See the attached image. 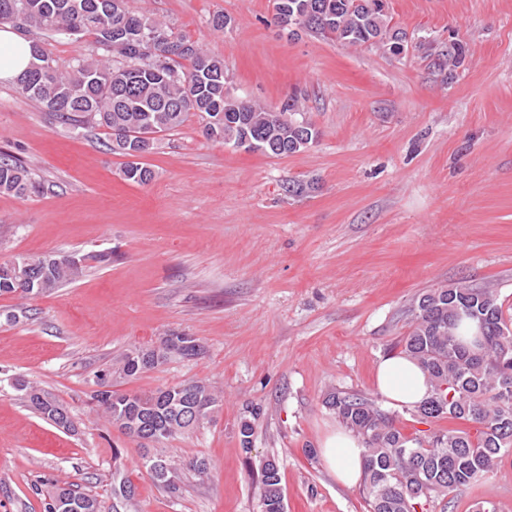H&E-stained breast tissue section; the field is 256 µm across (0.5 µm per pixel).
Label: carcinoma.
Returning <instances> with one entry per match:
<instances>
[{
  "mask_svg": "<svg viewBox=\"0 0 512 512\" xmlns=\"http://www.w3.org/2000/svg\"><path fill=\"white\" fill-rule=\"evenodd\" d=\"M0 0V24L17 23L46 35H93L97 48L113 51L109 60L92 54L75 59L72 71L41 67L46 50L32 45L28 70L16 78L19 92L40 103L62 125L104 129L112 153L130 158L126 180L147 184L153 171L134 153L152 147L119 135L143 130L162 134L197 117L203 135L251 150L288 156L312 145L319 129L302 117L299 98L291 96L278 111L229 94L224 62L199 44L174 35L129 6V0ZM306 17L302 25L319 36L349 46H370L398 55L408 47L407 34L396 27L386 0H273V21ZM466 44L454 40L431 55L439 71L455 77L465 65ZM29 188L21 162L0 153V194L23 196ZM81 261L70 256L18 258L0 263V296H38L76 282ZM412 322L400 341L402 353L416 359L428 375L430 396L411 410L427 430L408 432L374 400L332 391L323 400L340 423L361 438L363 492L370 512H416L434 498H445L473 485L512 456V317L486 288L458 283L420 293L412 304ZM203 346L192 336H168L157 348L134 347L95 375L94 399L107 420L132 438L151 431L152 442L193 434L222 405L206 380L183 381L152 391L118 392L112 378L136 379L173 356L192 359ZM29 406L55 427L73 432L69 409L31 383L15 382ZM454 423L445 429L442 420ZM151 479L177 489V468L161 454L143 457ZM260 512H286L280 468L267 459L261 466ZM45 512H100L97 498L71 485L56 489Z\"/></svg>",
  "mask_w": 512,
  "mask_h": 512,
  "instance_id": "1",
  "label": "carcinoma"
}]
</instances>
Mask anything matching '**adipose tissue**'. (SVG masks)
Masks as SVG:
<instances>
[{
  "instance_id": "ef3b65f1",
  "label": "adipose tissue",
  "mask_w": 512,
  "mask_h": 512,
  "mask_svg": "<svg viewBox=\"0 0 512 512\" xmlns=\"http://www.w3.org/2000/svg\"><path fill=\"white\" fill-rule=\"evenodd\" d=\"M32 62L29 41L10 27L0 28V81L16 79ZM376 390L395 406L414 407L428 395L429 387L420 367L403 354L384 358L376 370ZM363 443L344 429H336L322 443L321 457L337 481L347 487L362 477Z\"/></svg>"
}]
</instances>
